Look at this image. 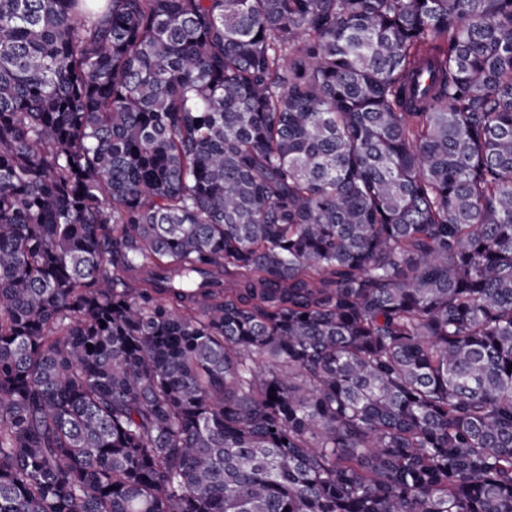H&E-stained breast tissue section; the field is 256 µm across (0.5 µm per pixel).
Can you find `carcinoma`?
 I'll list each match as a JSON object with an SVG mask.
<instances>
[{
    "mask_svg": "<svg viewBox=\"0 0 512 512\" xmlns=\"http://www.w3.org/2000/svg\"><path fill=\"white\" fill-rule=\"evenodd\" d=\"M509 367L512 0H0V512H512Z\"/></svg>",
    "mask_w": 512,
    "mask_h": 512,
    "instance_id": "obj_1",
    "label": "carcinoma"
}]
</instances>
